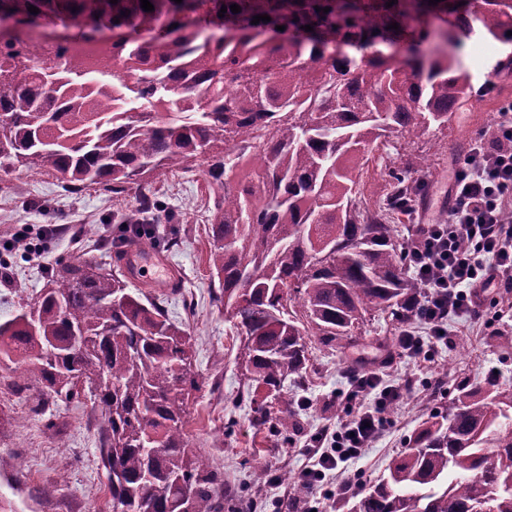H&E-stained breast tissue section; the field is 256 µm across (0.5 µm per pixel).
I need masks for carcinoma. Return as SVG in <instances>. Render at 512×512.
Here are the masks:
<instances>
[{"label": "carcinoma", "mask_w": 512, "mask_h": 512, "mask_svg": "<svg viewBox=\"0 0 512 512\" xmlns=\"http://www.w3.org/2000/svg\"><path fill=\"white\" fill-rule=\"evenodd\" d=\"M354 16L366 0H332ZM410 57L326 61L336 22L316 10L296 34L268 42L249 25L224 27L206 0H0V19L33 17L145 31L103 45L97 66L47 64L8 41L0 47V167L53 170L67 187L135 192L138 219L120 242L154 239L174 212L142 190L169 171L199 173L214 193L209 227L215 301L238 330L235 357L253 424L299 427L282 394L302 377L308 337L351 343L372 312L406 326L419 291L407 275L393 214L412 213L423 185L390 174L392 190L367 207L363 154L388 134L428 137L472 97L461 36L476 22L512 41V0H397ZM39 13L32 14L29 6ZM77 10H72V7ZM312 30L305 31V25ZM37 318L0 323V357L71 398L82 385L105 411L102 459L112 512H252L184 431L190 391L201 389L192 347L157 298L120 270L60 264L47 275ZM348 512H512V386L459 389Z\"/></svg>", "instance_id": "carcinoma-1"}]
</instances>
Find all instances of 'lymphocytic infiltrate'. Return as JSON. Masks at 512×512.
<instances>
[{"label":"lymphocytic infiltrate","instance_id":"1","mask_svg":"<svg viewBox=\"0 0 512 512\" xmlns=\"http://www.w3.org/2000/svg\"><path fill=\"white\" fill-rule=\"evenodd\" d=\"M511 136L512 115L507 114L492 134L473 141L449 188L447 221L419 225L417 242L406 245L408 268L420 288L411 306L433 342L443 341L449 314H480L498 289L512 288V224L502 220L512 204V153L498 147ZM412 389L404 379L386 385L378 373L352 371L350 388L342 395L345 419L307 444L311 463L301 474L304 484L317 486L338 464L360 459L391 425L388 409ZM368 394L373 403L362 405Z\"/></svg>","mask_w":512,"mask_h":512}]
</instances>
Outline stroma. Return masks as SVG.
I'll list each match as a JSON object with an SVG mask.
<instances>
[{"mask_svg": "<svg viewBox=\"0 0 512 512\" xmlns=\"http://www.w3.org/2000/svg\"><path fill=\"white\" fill-rule=\"evenodd\" d=\"M496 44L487 35L477 45H463L473 84L499 70ZM498 90V99H484L475 109L453 114L447 127L423 141L415 143L394 132L384 145L369 151L363 180L372 198L387 192L393 171L426 186L428 206L417 207L410 217H394L396 239H406L413 225L425 220L445 219L448 181L472 141L501 121L498 101L512 100V78L499 79ZM420 154L427 157L421 168L414 163ZM152 190L178 217L166 230L175 239L169 254L182 266L184 284L171 292L148 283L142 289L160 297L169 318L191 338L193 369L201 388L189 395L185 431L191 446L215 467L225 488L248 492L264 512L286 490L285 484L274 481V474L283 469L299 474L308 437L345 415L339 394L348 389L356 361L367 359L368 370L380 373L384 382L405 376L415 381L412 396L394 415V427L357 464L370 483L387 475L389 464L432 412L449 406L457 386L484 387L491 381L512 385V347L502 343L512 336V289L504 288L498 293L500 317L494 327H487L482 317L449 316L448 341L428 361L398 357L401 330L385 314L368 316L347 348L327 350L318 339H311L307 370L287 388L299 429L289 433L285 446L256 435L247 387L235 363V328L223 305L211 300L208 227L213 197L202 176L178 170L157 180ZM135 206V198H115L93 188L65 192L60 176L50 172L0 169V245H16L9 280L0 282V321L12 318L20 306H34L47 274L57 264L112 263L114 252L108 244L115 241L124 216ZM52 222L61 231L50 240L43 257L17 246L18 237L37 239ZM462 340L469 352L461 357L456 344ZM17 374L15 364L0 361V499L10 502L14 512H112L100 451L103 409L86 394L70 399L44 396L34 381L18 389Z\"/></svg>", "mask_w": 512, "mask_h": 512, "instance_id": "1", "label": "stroma"}]
</instances>
